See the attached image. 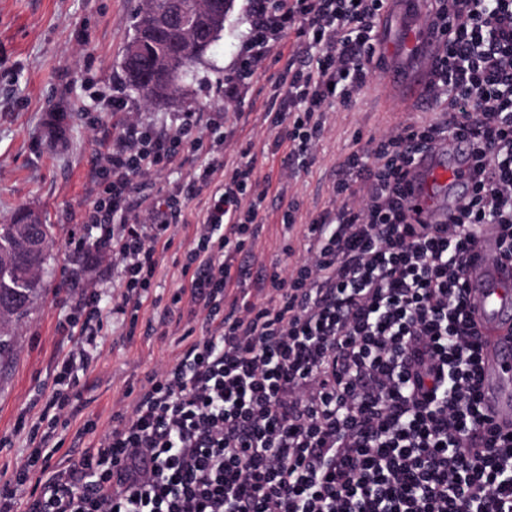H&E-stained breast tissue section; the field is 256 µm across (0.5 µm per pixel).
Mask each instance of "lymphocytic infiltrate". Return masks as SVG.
Masks as SVG:
<instances>
[{
    "instance_id": "f902f5d3",
    "label": "lymphocytic infiltrate",
    "mask_w": 512,
    "mask_h": 512,
    "mask_svg": "<svg viewBox=\"0 0 512 512\" xmlns=\"http://www.w3.org/2000/svg\"><path fill=\"white\" fill-rule=\"evenodd\" d=\"M385 3L249 0L225 106L294 36L288 80L272 89L274 122L290 154L312 155L327 113L374 81ZM435 3L445 51L428 95L443 118L397 124L342 162L331 208L306 224L302 249L284 246L262 300L234 259L256 246L267 190L254 162L225 171L229 141L210 135L223 113L202 128L133 121L113 134L81 217L91 238L74 247L86 267L117 269L123 302L109 305L92 286L72 301L67 329L78 341L57 365L42 439L69 414L98 337L149 297L182 205L173 195L139 219L131 185L182 153L203 155L192 178L217 186L169 303L188 304L202 334L147 375L109 431L85 420L95 446L60 457L34 448L0 483V512L20 501L25 512H512V431L480 406L483 344L463 280L479 225L497 227L512 261V0ZM451 136L474 142L471 195L451 223H414L409 170Z\"/></svg>"
}]
</instances>
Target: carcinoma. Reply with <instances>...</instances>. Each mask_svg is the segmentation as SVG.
Segmentation results:
<instances>
[{
    "label": "carcinoma",
    "mask_w": 512,
    "mask_h": 512,
    "mask_svg": "<svg viewBox=\"0 0 512 512\" xmlns=\"http://www.w3.org/2000/svg\"><path fill=\"white\" fill-rule=\"evenodd\" d=\"M232 0H196L199 22L193 29L158 23L162 0H140L132 16V34L122 49L123 88L149 106H160L180 84L197 78L190 50L206 53L222 36ZM23 209L0 222V364L13 348V326L38 300L48 260L53 225L26 224Z\"/></svg>",
    "instance_id": "cac0c4a2"
}]
</instances>
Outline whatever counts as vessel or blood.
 I'll return each mask as SVG.
<instances>
[{
  "label": "vessel or blood",
  "instance_id": "b4317fda",
  "mask_svg": "<svg viewBox=\"0 0 512 512\" xmlns=\"http://www.w3.org/2000/svg\"><path fill=\"white\" fill-rule=\"evenodd\" d=\"M382 54L402 52L409 56L435 58L442 51L439 35L429 24L405 30L400 43L380 35ZM429 71L391 70L390 84L398 86L403 101L386 98L389 111L425 112L432 102L427 88ZM470 140L449 138L418 157L411 170L408 205L418 220L427 224L447 223L469 197L471 188L462 172L470 162ZM477 262L463 275L469 294L477 302L473 312L484 343L481 395L485 410L502 427L512 426V267L502 264L498 233L483 225L477 233Z\"/></svg>",
  "mask_w": 512,
  "mask_h": 512
}]
</instances>
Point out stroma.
<instances>
[{
	"label": "stroma",
	"mask_w": 512,
	"mask_h": 512,
	"mask_svg": "<svg viewBox=\"0 0 512 512\" xmlns=\"http://www.w3.org/2000/svg\"><path fill=\"white\" fill-rule=\"evenodd\" d=\"M137 5L138 0H0V222L28 207L46 212L55 226L43 272L46 286L15 330L12 361L0 366V480L11 478L33 450L27 426L37 421L54 388L59 360L77 342L63 325L70 296L86 280L76 274L80 258L70 239L94 198L105 140L132 115L168 126L187 112H225L224 82L235 72L249 31L248 0H233L221 39L196 63L200 82L183 86L167 109L157 111L121 88V51ZM291 44L284 39L235 111L225 112L224 123L234 131L225 169L242 162L240 150L247 146L258 176L272 179L260 216V257L242 262L253 280L281 264L284 240L301 242L305 224L328 207L341 162L400 120L386 110L380 85H372L354 95L349 109L331 115L313 163L289 160L288 147L273 145L278 130L271 123L276 107L269 90L287 74ZM102 91L122 99L123 109L98 111L95 98ZM194 166L191 159L178 161L133 181L137 213L175 193L186 221L174 227L175 245L159 257L154 299L143 303L137 325L118 322L99 337L97 360L71 392L74 412L54 433L64 448L90 447L94 436L79 433L84 421L92 418L99 429L108 428L129 387L140 385L155 367L173 363L183 348V326L167 323L163 334L158 327L182 283V253L210 195L209 189L193 188ZM292 202L298 209L289 229L282 215Z\"/></svg>",
	"instance_id": "obj_1"
}]
</instances>
